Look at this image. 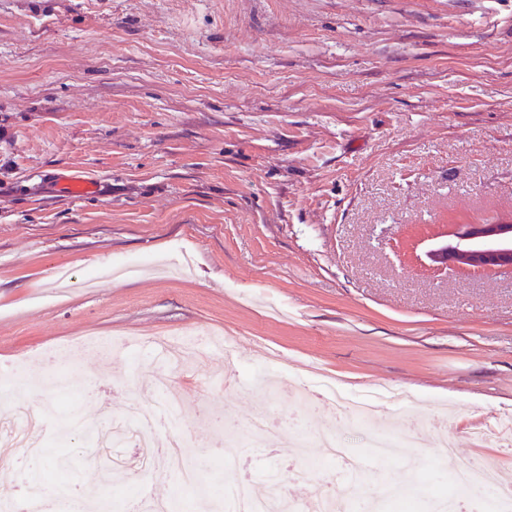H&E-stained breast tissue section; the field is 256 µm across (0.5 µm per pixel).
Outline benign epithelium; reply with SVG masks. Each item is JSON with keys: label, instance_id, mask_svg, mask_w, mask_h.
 <instances>
[{"label": "benign epithelium", "instance_id": "7a95c632", "mask_svg": "<svg viewBox=\"0 0 512 512\" xmlns=\"http://www.w3.org/2000/svg\"><path fill=\"white\" fill-rule=\"evenodd\" d=\"M428 258L444 267L457 262L512 271V220L463 224L456 233V242L430 250Z\"/></svg>", "mask_w": 512, "mask_h": 512}]
</instances>
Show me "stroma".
Instances as JSON below:
<instances>
[{
  "label": "stroma",
  "instance_id": "1",
  "mask_svg": "<svg viewBox=\"0 0 512 512\" xmlns=\"http://www.w3.org/2000/svg\"><path fill=\"white\" fill-rule=\"evenodd\" d=\"M66 171L108 190L50 195L49 174ZM492 219H512V0H0V424L55 403L30 434L72 462L60 483L8 448L0 496L40 473L47 508L75 507L118 458L119 512L136 487L190 512L163 466L131 470L133 439L102 454L59 431L63 414L96 424L158 407L137 380L160 371L185 460L206 474L224 454L207 423L241 433L269 404L366 450L372 429L298 400L320 373L412 395L382 412L421 432L403 451L412 473L375 462L365 478L401 487L411 512L478 456L512 471V447L476 448L466 430L512 418V272L427 258L457 225ZM144 259L169 268L82 286ZM213 330L234 340L236 390L223 352L180 367L150 342ZM96 335L120 350L85 346ZM72 347L79 400L38 376L17 392L14 362ZM247 455L259 496L268 470L300 460L284 427ZM284 490L301 502L343 486L322 464Z\"/></svg>",
  "mask_w": 512,
  "mask_h": 512
}]
</instances>
